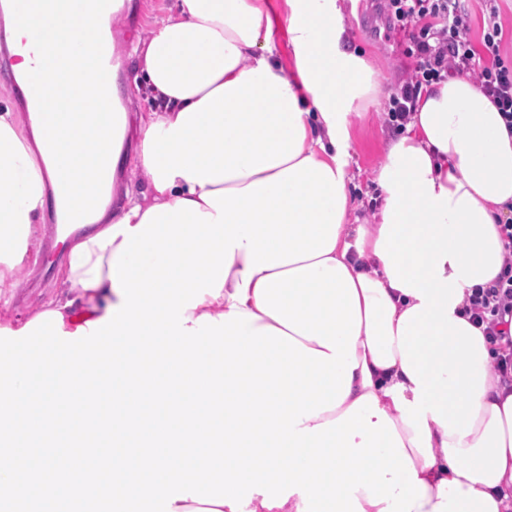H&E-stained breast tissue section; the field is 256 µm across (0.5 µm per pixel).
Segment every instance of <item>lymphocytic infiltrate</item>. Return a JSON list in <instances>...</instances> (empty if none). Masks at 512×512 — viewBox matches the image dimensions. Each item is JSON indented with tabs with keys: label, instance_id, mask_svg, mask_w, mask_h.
<instances>
[{
	"label": "lymphocytic infiltrate",
	"instance_id": "obj_1",
	"mask_svg": "<svg viewBox=\"0 0 512 512\" xmlns=\"http://www.w3.org/2000/svg\"><path fill=\"white\" fill-rule=\"evenodd\" d=\"M388 21L409 40L411 63L390 96L385 121L400 129L408 122L419 94L432 83L466 76L491 99L512 128V58L500 46L504 28L498 0H483L479 39H471L469 17L461 0H381ZM505 272L490 288L476 289L472 320L484 325L489 340L504 337L512 317V216L501 227Z\"/></svg>",
	"mask_w": 512,
	"mask_h": 512
}]
</instances>
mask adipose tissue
Returning a JSON list of instances; mask_svg holds the SVG:
<instances>
[{"label": "adipose tissue", "instance_id": "obj_1", "mask_svg": "<svg viewBox=\"0 0 512 512\" xmlns=\"http://www.w3.org/2000/svg\"><path fill=\"white\" fill-rule=\"evenodd\" d=\"M265 0H173L147 38L138 72L154 109L119 114L105 196L59 236L65 258L56 292L13 319L14 330L57 311L63 331L105 318L121 297L110 277L117 244L96 235L118 222L138 226L150 208L203 193L243 188L305 158L337 170L329 127L298 68H284ZM42 25L0 16L13 77L67 87L65 70L37 68ZM28 87L0 89V311L9 312L17 275L37 265L60 163L44 144V115L20 112ZM147 190H140V183ZM382 205L374 224L341 223L332 258L345 265L360 302L358 365L341 406L311 418H339L373 395L391 419L426 495L412 512H512V372L472 323L469 298L502 270L500 216L512 212V131L494 104L463 77L432 83L404 130L386 147L377 175ZM219 296L189 319L252 313L272 325L255 296L234 298L247 265L235 249Z\"/></svg>", "mask_w": 512, "mask_h": 512}]
</instances>
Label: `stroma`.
I'll list each match as a JSON object with an SVG mask.
<instances>
[{
  "instance_id": "1",
  "label": "stroma",
  "mask_w": 512,
  "mask_h": 512,
  "mask_svg": "<svg viewBox=\"0 0 512 512\" xmlns=\"http://www.w3.org/2000/svg\"><path fill=\"white\" fill-rule=\"evenodd\" d=\"M171 0H133L131 12L116 19L119 39L124 54V77L118 81L120 92H127L132 84L130 78L135 59L130 56L132 40L148 29L152 16L160 14ZM367 9L357 14L353 0H339L344 20V44L364 57L378 73L381 92L376 102L361 115H349L351 147L345 171L352 208L350 217L360 218L370 224L382 203V194L376 182L377 173L385 161V148L394 133L383 123V114L389 105V98L395 78L404 72L409 60L404 53L406 41L402 34L387 29L385 22L375 12V0H365ZM56 266L53 256L40 257L32 272L18 275L19 287L13 299L12 312L23 315L29 308L38 305L49 296L55 280Z\"/></svg>"
}]
</instances>
